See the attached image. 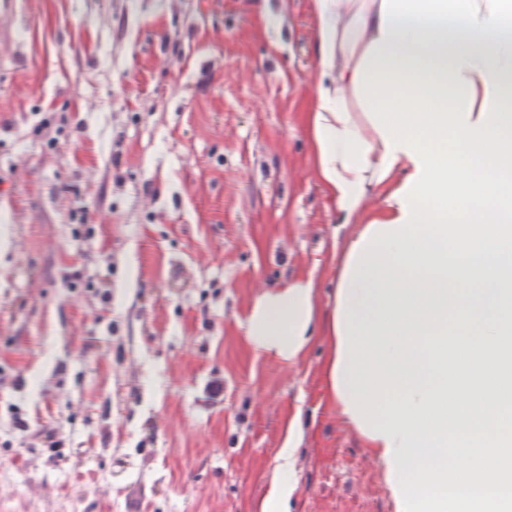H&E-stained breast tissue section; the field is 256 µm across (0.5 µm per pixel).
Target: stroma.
<instances>
[{
    "label": "stroma",
    "instance_id": "stroma-1",
    "mask_svg": "<svg viewBox=\"0 0 512 512\" xmlns=\"http://www.w3.org/2000/svg\"><path fill=\"white\" fill-rule=\"evenodd\" d=\"M1 30L0 512H261L295 417L289 512H394L328 338L291 366L243 327L313 268L328 303L352 233L308 162L306 0H12Z\"/></svg>",
    "mask_w": 512,
    "mask_h": 512
}]
</instances>
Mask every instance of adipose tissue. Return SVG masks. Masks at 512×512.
<instances>
[{
    "label": "adipose tissue",
    "mask_w": 512,
    "mask_h": 512,
    "mask_svg": "<svg viewBox=\"0 0 512 512\" xmlns=\"http://www.w3.org/2000/svg\"><path fill=\"white\" fill-rule=\"evenodd\" d=\"M307 8L319 84L305 132L355 231L330 314L311 271L254 298L246 338L295 364L328 337L327 397L395 512H512L491 489L512 472V0ZM298 444L289 430L262 512H288Z\"/></svg>",
    "instance_id": "1"
}]
</instances>
